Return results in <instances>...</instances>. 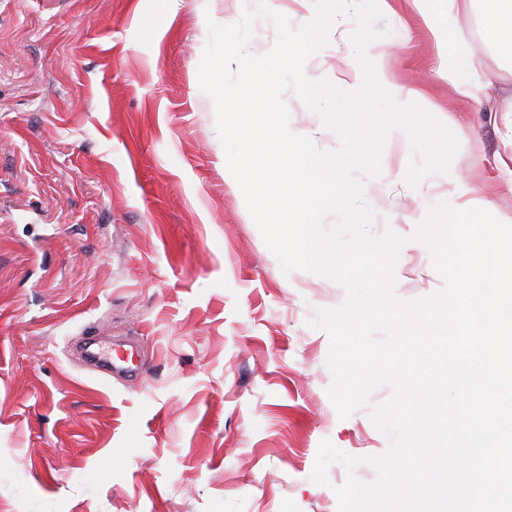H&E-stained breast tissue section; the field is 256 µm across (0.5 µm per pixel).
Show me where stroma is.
I'll return each instance as SVG.
<instances>
[{
  "instance_id": "obj_1",
  "label": "stroma",
  "mask_w": 512,
  "mask_h": 512,
  "mask_svg": "<svg viewBox=\"0 0 512 512\" xmlns=\"http://www.w3.org/2000/svg\"><path fill=\"white\" fill-rule=\"evenodd\" d=\"M0 0V512H338L348 474L377 478L390 447L373 390L340 418L328 333L309 324L346 299L310 272L283 275L235 180L213 99L199 85L208 20L257 0ZM369 43L390 83L454 116L449 173L417 186L422 156L399 130L365 181L374 235L410 239L395 269L407 303L446 283L415 240L454 182L512 213L490 163L512 152V114L460 106L434 76L438 47L409 0ZM311 56L312 79L357 70L349 17ZM294 133L340 145L286 94ZM85 336L134 342L140 386L87 369ZM358 458L312 481L319 446Z\"/></svg>"
}]
</instances>
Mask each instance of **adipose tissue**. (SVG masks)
Instances as JSON below:
<instances>
[{
	"label": "adipose tissue",
	"instance_id": "adipose-tissue-1",
	"mask_svg": "<svg viewBox=\"0 0 512 512\" xmlns=\"http://www.w3.org/2000/svg\"><path fill=\"white\" fill-rule=\"evenodd\" d=\"M435 37H446L454 53L438 69L458 102L483 106L498 92L481 68L484 53L512 64V0H411ZM472 16L476 28L463 32L460 17Z\"/></svg>",
	"mask_w": 512,
	"mask_h": 512
}]
</instances>
